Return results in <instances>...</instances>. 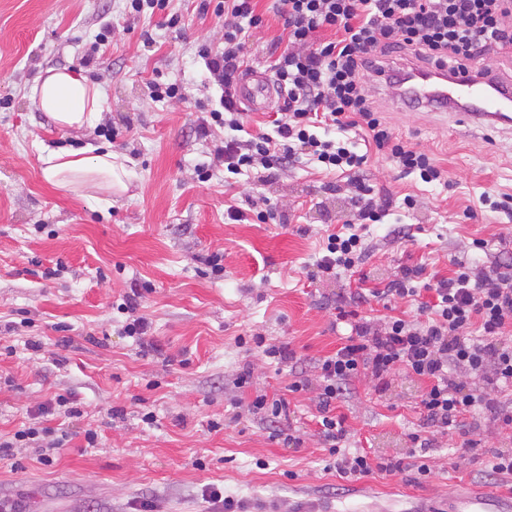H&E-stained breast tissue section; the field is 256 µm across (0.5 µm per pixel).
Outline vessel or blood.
I'll list each match as a JSON object with an SVG mask.
<instances>
[{
  "label": "vessel or blood",
  "instance_id": "1",
  "mask_svg": "<svg viewBox=\"0 0 512 512\" xmlns=\"http://www.w3.org/2000/svg\"><path fill=\"white\" fill-rule=\"evenodd\" d=\"M420 86L402 93V100L421 106H438L447 112L451 123L469 129L497 132L512 128V82L499 79L492 71L478 66L459 70L451 66L429 71L414 69ZM276 88L266 73L254 71L243 77L236 89L237 101L250 112L271 108Z\"/></svg>",
  "mask_w": 512,
  "mask_h": 512
}]
</instances>
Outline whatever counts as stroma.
Here are the masks:
<instances>
[{"mask_svg":"<svg viewBox=\"0 0 512 512\" xmlns=\"http://www.w3.org/2000/svg\"><path fill=\"white\" fill-rule=\"evenodd\" d=\"M201 0H170L155 14L131 12L128 0H0V500L24 512H212L208 485L241 500L243 512H448L454 492L490 496V512H512V475L494 476V450L512 448V433L490 426L461 468L451 463L459 431L440 437L424 480L375 472L341 478L319 443L311 393L293 382L315 380V365L344 339L336 309L349 305L343 278L309 282L304 267L325 231L352 210L346 192L327 190L316 165L287 168L266 181L212 167V143L196 127L218 94L198 56L224 46V23ZM261 24L249 31L248 66L267 71L274 44L287 40L269 0H256ZM90 65H83L87 53ZM80 70L103 89V111L89 132H68L29 95L40 71ZM181 96L156 100L153 83ZM368 87L386 122L403 140L433 154L446 184L398 177L378 155L368 174L398 202L366 233L368 271L394 275L422 265L450 276L453 261H512V223L481 208L479 198L512 196V134L452 133L445 114L392 105L376 81ZM93 143L125 156L127 191L100 210L94 189L65 191L41 174V147ZM263 196L279 223L228 219L229 205ZM478 209L477 219L464 216ZM410 225L413 240L394 238ZM487 243L477 250L476 240ZM220 254L223 275L209 259ZM140 292L143 339L127 336L122 303ZM263 344H256L254 336ZM40 342L39 351L26 341ZM290 344L297 359L272 362L263 345ZM251 378L237 381L243 370ZM421 381L398 372L386 392L355 382L336 403L352 431L350 446L370 456L409 455L406 435L419 427ZM287 399L288 419L254 412L258 395ZM72 396L79 416L40 414L57 396ZM152 412L153 422L142 419ZM64 427L51 437L18 441L25 428ZM96 430L88 447L85 430ZM303 444L290 448L281 433Z\"/></svg>","mask_w":512,"mask_h":512,"instance_id":"1","label":"stroma"}]
</instances>
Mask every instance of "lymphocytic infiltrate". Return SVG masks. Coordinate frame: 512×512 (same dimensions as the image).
Listing matches in <instances>:
<instances>
[{
  "label": "lymphocytic infiltrate",
  "instance_id": "obj_1",
  "mask_svg": "<svg viewBox=\"0 0 512 512\" xmlns=\"http://www.w3.org/2000/svg\"><path fill=\"white\" fill-rule=\"evenodd\" d=\"M288 32L270 67L279 90L280 116L273 133L242 138L248 114L235 98L245 64L246 34L262 19L254 0H224V49H200L221 95L198 133L224 126L213 162L228 173L275 175L300 160L319 164L344 179L354 213L329 234L305 268L309 280L362 275L368 225L387 216L393 200L377 192L365 171L368 151L384 156L398 174L442 182L444 171L430 154L394 135L372 95L368 77L381 74L387 59L408 54L424 67L482 64L488 56L512 58V0H271ZM430 300H422V293ZM355 302H417L422 320L393 316L376 322L355 311L338 310L349 325L345 343L317 362L314 388L320 413L319 437L339 475L357 481L372 472L416 477L432 472L428 454L439 435L465 425L466 416L487 414L502 430L512 429V265L457 262L452 276L425 275L418 266L399 265L384 287L353 293ZM479 336H471V327ZM404 372L423 380L418 407L424 424L410 432L412 463L345 449L351 433L334 405L357 379L383 391Z\"/></svg>",
  "mask_w": 512,
  "mask_h": 512
}]
</instances>
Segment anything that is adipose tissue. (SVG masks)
<instances>
[{
  "label": "adipose tissue",
  "instance_id": "1",
  "mask_svg": "<svg viewBox=\"0 0 512 512\" xmlns=\"http://www.w3.org/2000/svg\"><path fill=\"white\" fill-rule=\"evenodd\" d=\"M41 112L69 131L94 127L101 118L103 93L81 72L50 67L30 88ZM39 159L45 180L63 190L89 183L104 189L124 188V165L111 150L92 144L80 149L43 147Z\"/></svg>",
  "mask_w": 512,
  "mask_h": 512
}]
</instances>
